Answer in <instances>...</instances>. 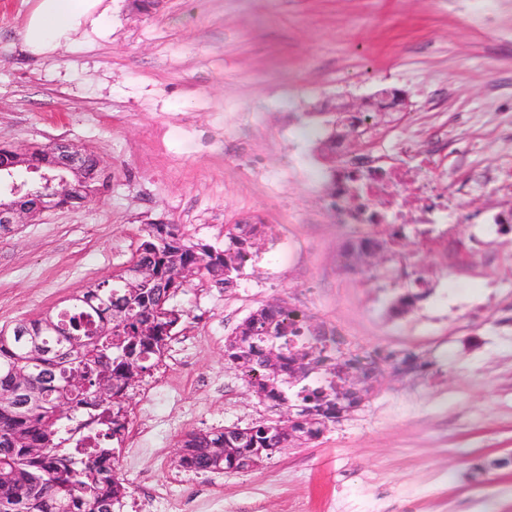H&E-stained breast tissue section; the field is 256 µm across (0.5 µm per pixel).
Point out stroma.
<instances>
[{
  "mask_svg": "<svg viewBox=\"0 0 512 512\" xmlns=\"http://www.w3.org/2000/svg\"><path fill=\"white\" fill-rule=\"evenodd\" d=\"M103 33L85 27L53 55L25 53L27 0H0V145L63 139L111 174L84 207L44 212L0 236V326L61 308L88 282L128 265L147 224L180 225L223 248L226 226L253 223L264 184L226 155L229 116L262 127L255 147L293 203L267 207L298 250L287 267L244 269L233 287L193 281L171 304L185 322L156 370L130 393L129 432L114 464L129 484L115 512H512V230L491 223L512 198L456 193L447 243L408 225L427 295L395 311L403 286L343 269L351 244L320 217L333 159L324 111L396 89L406 106L381 124L383 149L411 133L440 142L435 160L512 166V0H103ZM289 152L295 167L281 172ZM321 300L310 322L346 346L412 350L422 377L384 370L365 406L319 439L241 472L179 467L191 431L287 416L260 403L224 359V340L258 306ZM488 465L485 474L476 468Z\"/></svg>",
  "mask_w": 512,
  "mask_h": 512,
  "instance_id": "obj_1",
  "label": "stroma"
}]
</instances>
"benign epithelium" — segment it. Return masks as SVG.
Masks as SVG:
<instances>
[{"mask_svg": "<svg viewBox=\"0 0 512 512\" xmlns=\"http://www.w3.org/2000/svg\"><path fill=\"white\" fill-rule=\"evenodd\" d=\"M58 155L69 164L67 172L78 164L80 155L73 151L70 143L58 141L48 149L33 148L25 153L0 146V194L6 193L10 200L0 198V224L11 232L14 225L22 219H34L48 210L81 206L92 201L108 188V175L101 168L90 179L71 180L66 172L52 175L45 168H54L45 157ZM26 166L27 170L37 174L41 188L33 189L28 182L13 179V169Z\"/></svg>", "mask_w": 512, "mask_h": 512, "instance_id": "benign-epithelium-1", "label": "benign epithelium"}]
</instances>
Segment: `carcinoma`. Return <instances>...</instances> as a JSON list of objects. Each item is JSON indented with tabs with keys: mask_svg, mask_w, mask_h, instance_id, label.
<instances>
[{
	"mask_svg": "<svg viewBox=\"0 0 512 512\" xmlns=\"http://www.w3.org/2000/svg\"><path fill=\"white\" fill-rule=\"evenodd\" d=\"M322 140L332 153L353 130ZM177 224H149L131 264L135 277L91 282L56 312L0 327V512H114L127 494L113 465L129 429L128 398L159 366L183 311L171 306V275L187 271L218 288L242 274L239 255L260 224H233L222 250L181 235ZM286 302L250 312L224 341V360L249 376L261 402L295 413L281 430L263 420L246 427L192 431L181 441L186 470L242 471L292 443L314 441L368 401L382 367L415 376L433 362L409 350L364 357L326 355V327L286 325Z\"/></svg>",
	"mask_w": 512,
	"mask_h": 512,
	"instance_id": "1",
	"label": "carcinoma"
}]
</instances>
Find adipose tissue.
<instances>
[{
	"mask_svg": "<svg viewBox=\"0 0 512 512\" xmlns=\"http://www.w3.org/2000/svg\"><path fill=\"white\" fill-rule=\"evenodd\" d=\"M102 0H33L21 30V45L33 56L53 54L83 24L103 23Z\"/></svg>",
	"mask_w": 512,
	"mask_h": 512,
	"instance_id": "1",
	"label": "adipose tissue"
}]
</instances>
